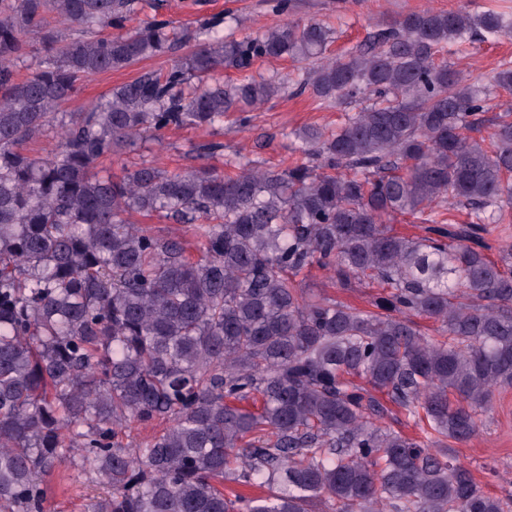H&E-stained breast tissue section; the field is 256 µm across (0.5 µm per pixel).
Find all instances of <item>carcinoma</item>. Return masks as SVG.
I'll list each match as a JSON object with an SVG mask.
<instances>
[{"instance_id": "carcinoma-1", "label": "carcinoma", "mask_w": 512, "mask_h": 512, "mask_svg": "<svg viewBox=\"0 0 512 512\" xmlns=\"http://www.w3.org/2000/svg\"><path fill=\"white\" fill-rule=\"evenodd\" d=\"M149 0H0V512H44V477L76 458L109 491L86 512H512L452 462L512 387V242L480 233L512 209V103L489 139L487 85L439 60L481 34L512 37L495 11L425 9L382 23L344 55L314 20L218 34L136 17ZM110 29L108 36L100 35ZM42 43L37 67L21 77ZM184 42L189 51L81 112L79 83ZM311 67L226 83V69ZM291 84L328 104L361 102L337 130L297 133L283 170L238 156L169 172L144 156L119 178L100 158L180 127L211 126ZM59 134L32 157L24 145ZM471 221L450 231L445 206ZM193 227L184 246L133 223ZM410 214L424 234L400 235ZM317 267L344 287L377 282L373 309L308 294ZM439 324L427 339L415 318ZM417 422H385L366 389ZM169 422L143 445L132 423ZM229 480L267 489L229 498ZM132 221L141 224L155 235L181 239L188 244L189 254L193 257L200 255L201 244L194 238L189 224H177L173 220H167L158 215L142 216L137 214L132 217Z\"/></svg>"}]
</instances>
